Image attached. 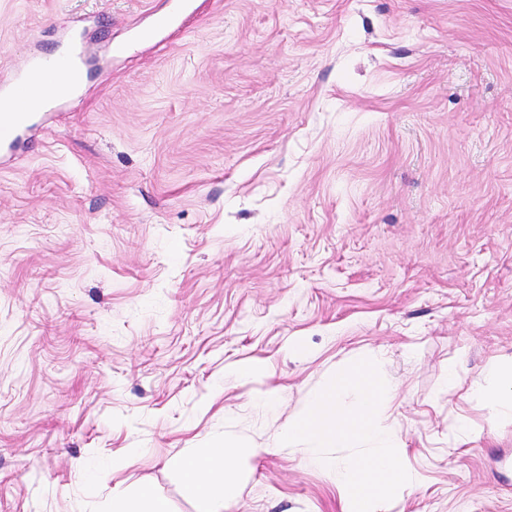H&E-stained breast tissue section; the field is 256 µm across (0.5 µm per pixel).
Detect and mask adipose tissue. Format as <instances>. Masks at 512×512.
<instances>
[{
    "label": "adipose tissue",
    "mask_w": 512,
    "mask_h": 512,
    "mask_svg": "<svg viewBox=\"0 0 512 512\" xmlns=\"http://www.w3.org/2000/svg\"><path fill=\"white\" fill-rule=\"evenodd\" d=\"M247 452L238 442L225 440L186 458L180 464L185 494L201 502L202 512H223L232 498Z\"/></svg>",
    "instance_id": "ef3b65f1"
}]
</instances>
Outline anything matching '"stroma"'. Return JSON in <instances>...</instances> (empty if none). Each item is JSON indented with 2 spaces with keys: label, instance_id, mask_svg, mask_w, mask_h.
I'll return each instance as SVG.
<instances>
[{
  "label": "stroma",
  "instance_id": "stroma-1",
  "mask_svg": "<svg viewBox=\"0 0 512 512\" xmlns=\"http://www.w3.org/2000/svg\"><path fill=\"white\" fill-rule=\"evenodd\" d=\"M0 0V75L82 33L79 93L0 166V512H352L283 430L375 360L410 480L377 512H512V0ZM261 368L238 379L239 366ZM455 383H446L444 367ZM496 374L495 388L485 391L484 396L490 416L499 418L512 413V363L498 364ZM246 456L241 444L224 438L180 463L183 490L201 502L200 512L224 511V503L234 494ZM111 512H170V509L165 499L143 489L135 500L124 498L113 500Z\"/></svg>",
  "mask_w": 512,
  "mask_h": 512
}]
</instances>
